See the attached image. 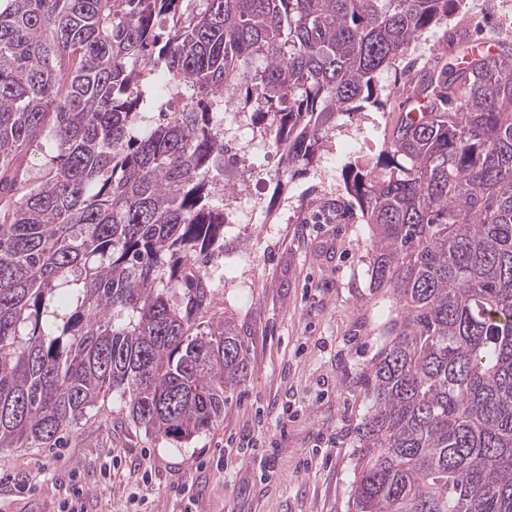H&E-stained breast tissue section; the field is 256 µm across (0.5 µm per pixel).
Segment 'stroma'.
<instances>
[{
  "label": "stroma",
  "instance_id": "obj_1",
  "mask_svg": "<svg viewBox=\"0 0 512 512\" xmlns=\"http://www.w3.org/2000/svg\"><path fill=\"white\" fill-rule=\"evenodd\" d=\"M512 42V0H467L447 25L382 71L383 108L343 117L312 166L283 171L265 138L247 201L255 221L224 236L210 315L248 344L249 376L206 435L172 444L134 427L117 401L65 448L0 454V512H60L63 486L86 482L87 512H352L357 429L369 408L360 373L385 341L389 293L371 283L374 240L347 195L346 160L374 164L385 128L408 111L394 89L455 51L448 35ZM244 251L239 267L228 254Z\"/></svg>",
  "mask_w": 512,
  "mask_h": 512
}]
</instances>
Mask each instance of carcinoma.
Returning a JSON list of instances; mask_svg holds the SVG:
<instances>
[{
	"instance_id": "obj_1",
	"label": "carcinoma",
	"mask_w": 512,
	"mask_h": 512,
	"mask_svg": "<svg viewBox=\"0 0 512 512\" xmlns=\"http://www.w3.org/2000/svg\"><path fill=\"white\" fill-rule=\"evenodd\" d=\"M464 0H0V450L109 399L157 439L245 381L210 304L228 102L309 166L377 75ZM409 87L375 164L342 166L395 308L362 372L354 512H512V43ZM44 160L43 175L29 158Z\"/></svg>"
}]
</instances>
